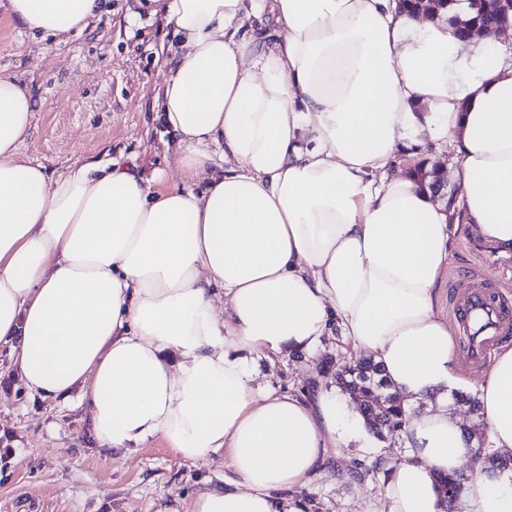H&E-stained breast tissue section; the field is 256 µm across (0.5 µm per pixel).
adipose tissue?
Segmentation results:
<instances>
[{
  "label": "adipose tissue",
  "instance_id": "ef3b65f1",
  "mask_svg": "<svg viewBox=\"0 0 512 512\" xmlns=\"http://www.w3.org/2000/svg\"><path fill=\"white\" fill-rule=\"evenodd\" d=\"M104 0H8L61 42ZM174 36L156 109L182 186L119 162L48 179L19 156L37 103L0 76V344L27 389L80 387L98 447L151 440L235 475L191 512H308L295 497L342 436L336 399L277 392L262 362L312 353L331 327L409 399L382 486L388 512H443L436 474L467 459L448 408L453 333L440 312L451 221L512 248V52L461 46L398 0H146ZM270 17V36L246 29ZM464 70V79L446 67ZM446 144L461 193L434 204L391 173L407 133ZM223 303H216V294ZM495 451L512 452V348L478 387ZM463 512H512V476L475 473Z\"/></svg>",
  "mask_w": 512,
  "mask_h": 512
}]
</instances>
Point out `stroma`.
<instances>
[{
  "label": "stroma",
  "instance_id": "stroma-1",
  "mask_svg": "<svg viewBox=\"0 0 512 512\" xmlns=\"http://www.w3.org/2000/svg\"><path fill=\"white\" fill-rule=\"evenodd\" d=\"M134 0H108L104 11L50 52L12 22L0 6V75L23 77L37 102L33 127L20 149L23 159L55 178L82 163L114 159L144 175L164 171L162 187L179 183L171 139L156 115L162 86V49L172 33L148 14H134ZM421 161L439 168L449 196L461 187L452 150L413 133L396 153L400 168ZM454 248L441 286V314H448L456 277L480 272L496 282L497 262L512 249L483 238L470 224L452 227ZM333 330L312 353L280 355L263 364L277 391L306 399L334 392L341 365L368 358ZM345 436L328 452L300 495L309 512H387L380 494L388 464L405 461L401 436L378 440L357 421V405L336 397ZM0 512H190L200 492L224 486L226 453L208 460L181 459L152 440L129 458L98 448L77 393L42 397L24 385L10 345L0 344Z\"/></svg>",
  "mask_w": 512,
  "mask_h": 512
}]
</instances>
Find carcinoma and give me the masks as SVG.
<instances>
[{
  "label": "carcinoma",
  "instance_id": "1",
  "mask_svg": "<svg viewBox=\"0 0 512 512\" xmlns=\"http://www.w3.org/2000/svg\"><path fill=\"white\" fill-rule=\"evenodd\" d=\"M458 0H405L404 6L417 11H426L431 17L443 20L455 32H467L476 24L488 21L482 8V0H468L470 16L460 17L455 11ZM335 385L345 394L353 396L358 402L359 415L366 429L378 439L383 440L402 431L408 422L407 410L397 397H392L385 411L374 413L372 409V391L376 383L391 388L382 366L372 359L350 363L336 371Z\"/></svg>",
  "mask_w": 512,
  "mask_h": 512
}]
</instances>
